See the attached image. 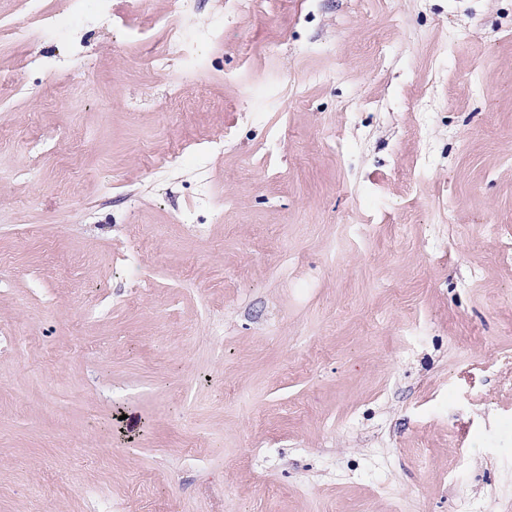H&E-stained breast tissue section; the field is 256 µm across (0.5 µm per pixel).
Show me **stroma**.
<instances>
[{"label": "stroma", "mask_w": 512, "mask_h": 512, "mask_svg": "<svg viewBox=\"0 0 512 512\" xmlns=\"http://www.w3.org/2000/svg\"><path fill=\"white\" fill-rule=\"evenodd\" d=\"M178 7L0 0V512H512V0ZM28 15L25 19L13 22L8 27L10 39L17 44H30L35 35L34 22L43 17V0H28ZM164 26L169 30L171 37L163 54L157 59L159 66L167 65L172 59L184 58L187 44L200 39V34L181 28L178 20L174 17L166 18Z\"/></svg>", "instance_id": "obj_1"}]
</instances>
